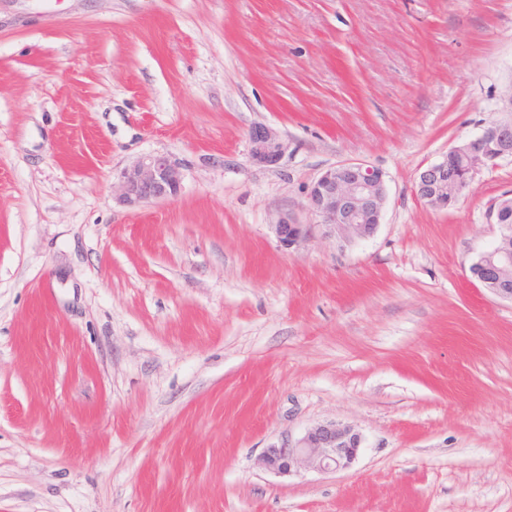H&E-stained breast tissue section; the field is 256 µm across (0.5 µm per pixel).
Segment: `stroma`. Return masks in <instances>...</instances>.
Here are the masks:
<instances>
[{
	"label": "stroma",
	"mask_w": 512,
	"mask_h": 512,
	"mask_svg": "<svg viewBox=\"0 0 512 512\" xmlns=\"http://www.w3.org/2000/svg\"><path fill=\"white\" fill-rule=\"evenodd\" d=\"M510 120L512 0H0V512H512V302L469 272L512 159L414 193ZM156 153L180 195L120 205ZM342 161L375 235L281 247ZM327 422L350 468L262 466ZM506 158H512V121L492 123L481 135L457 143L442 161L420 171L415 193L433 208L454 207L476 174ZM249 157L254 164L274 166L288 149L287 142L274 128L257 124L248 132Z\"/></svg>",
	"instance_id": "1"
}]
</instances>
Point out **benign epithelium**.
Listing matches in <instances>:
<instances>
[{
    "mask_svg": "<svg viewBox=\"0 0 512 512\" xmlns=\"http://www.w3.org/2000/svg\"><path fill=\"white\" fill-rule=\"evenodd\" d=\"M249 157L257 165L274 166L288 149L278 131L257 124L248 132ZM512 158V121L495 122L481 135L465 139L448 150L444 159L424 168L414 190L427 205L448 209L458 204L476 174ZM182 189L179 164L164 155H145L123 169L112 193L122 205L139 208L173 200ZM386 182L383 173L363 162H340L324 169L307 188L304 208L327 232L347 240L372 237L381 224ZM512 196L497 199L487 211L489 223L500 235L489 250L470 266L472 277L489 293L512 302ZM314 225L288 213L274 224L279 243L290 249L312 236ZM361 436L350 426L318 424L292 443L273 445L264 452L263 465L288 475L301 465L319 471L344 470L354 462Z\"/></svg>",
    "mask_w": 512,
    "mask_h": 512,
    "instance_id": "benign-epithelium-1",
    "label": "benign epithelium"
}]
</instances>
